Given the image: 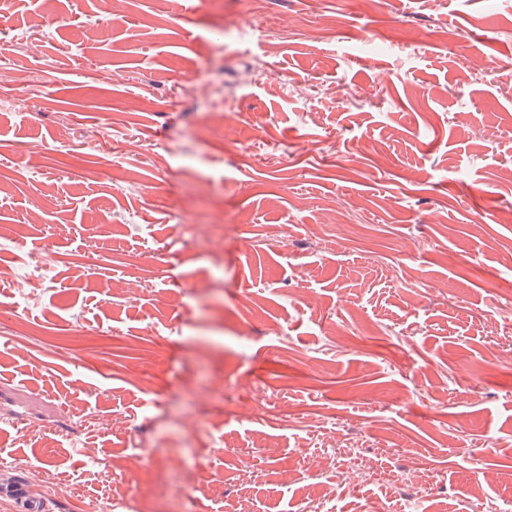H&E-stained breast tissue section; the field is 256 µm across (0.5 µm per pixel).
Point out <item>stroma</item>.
Returning a JSON list of instances; mask_svg holds the SVG:
<instances>
[{"mask_svg":"<svg viewBox=\"0 0 512 512\" xmlns=\"http://www.w3.org/2000/svg\"><path fill=\"white\" fill-rule=\"evenodd\" d=\"M121 8L90 37L102 0H0V485L53 471L51 512H512V0ZM351 439L437 478L352 465L325 500Z\"/></svg>","mask_w":512,"mask_h":512,"instance_id":"obj_1","label":"stroma"}]
</instances>
